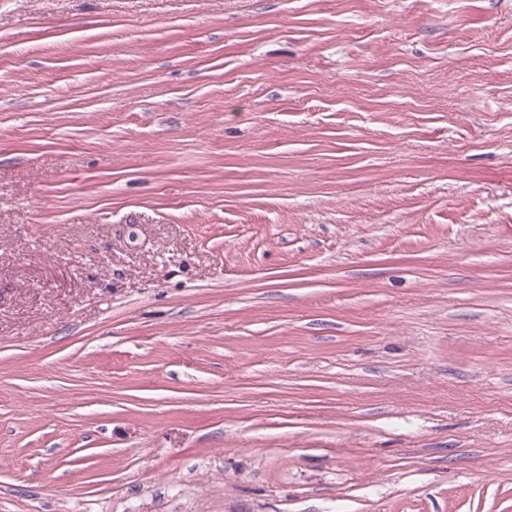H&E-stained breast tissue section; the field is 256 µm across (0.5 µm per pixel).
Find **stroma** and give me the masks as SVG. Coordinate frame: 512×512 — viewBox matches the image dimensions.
<instances>
[{"label": "stroma", "instance_id": "obj_1", "mask_svg": "<svg viewBox=\"0 0 512 512\" xmlns=\"http://www.w3.org/2000/svg\"><path fill=\"white\" fill-rule=\"evenodd\" d=\"M0 512H512V0H0Z\"/></svg>", "mask_w": 512, "mask_h": 512}]
</instances>
